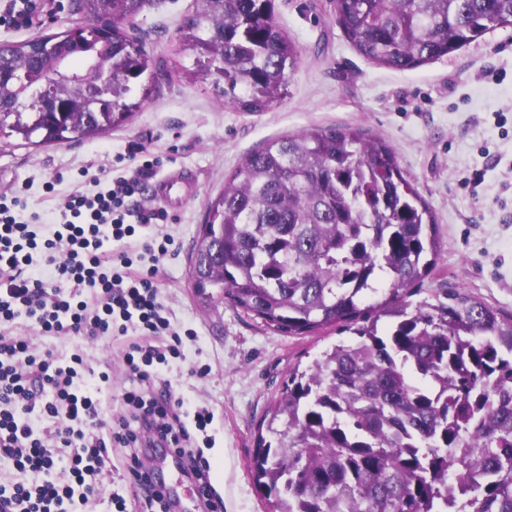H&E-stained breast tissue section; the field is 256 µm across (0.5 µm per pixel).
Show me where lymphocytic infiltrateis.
<instances>
[{
	"instance_id": "1",
	"label": "lymphocytic infiltrate",
	"mask_w": 512,
	"mask_h": 512,
	"mask_svg": "<svg viewBox=\"0 0 512 512\" xmlns=\"http://www.w3.org/2000/svg\"><path fill=\"white\" fill-rule=\"evenodd\" d=\"M146 159L97 192L72 191L57 205L47 234L21 217V196L0 195V461L46 482L0 483V512H64V504L93 502L105 469L119 465L151 504L167 505L141 461L146 447L167 449L195 477V489L213 499L211 464L197 438L214 420L212 410L175 397L158 369L179 358L191 328L173 326L156 280V265L173 240H146L138 252L124 248L162 212L133 208L155 174ZM25 320L35 336L123 339L122 365L130 383L122 409L103 421L112 370H95L82 349L68 354L15 334ZM56 422L34 433L30 414ZM69 467L54 478L61 460Z\"/></svg>"
}]
</instances>
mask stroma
I'll return each instance as SVG.
<instances>
[{"instance_id": "35a3bbf8", "label": "stroma", "mask_w": 512, "mask_h": 512, "mask_svg": "<svg viewBox=\"0 0 512 512\" xmlns=\"http://www.w3.org/2000/svg\"><path fill=\"white\" fill-rule=\"evenodd\" d=\"M194 0H149L129 36L151 58L157 81L151 95L134 85L141 104L133 120L106 136L35 147L19 137L0 143V193L20 191L27 214L44 224L57 218V198L79 189L95 192L83 166L125 174L136 162L129 146L158 159L157 176L188 168L198 183L179 214L150 227L155 238L171 236L158 263L159 292L172 323L194 329L180 358L162 370L176 395L215 415L208 433L213 447L214 490L224 512H270L254 486L248 464L258 429L293 367L307 368L326 348L342 341L336 329L285 336L242 311L196 294L190 258L207 210L224 179L246 154L270 139L303 129L347 126L382 137L401 169L433 210L440 240L438 267L409 298L411 306L436 302L448 289L512 314V26L488 31L477 41L406 71L362 56L336 23L334 0H274L281 28L299 50L287 97L264 112H242L225 102L223 84L198 74L196 50L182 28ZM72 0H49L31 25L0 24V41L18 42L45 29L75 24ZM505 113V127L496 124ZM480 183H472L474 173ZM54 183L47 195L46 183ZM209 367L202 379L194 369ZM126 512L146 507L122 470L103 475L92 512H108L112 492Z\"/></svg>"}]
</instances>
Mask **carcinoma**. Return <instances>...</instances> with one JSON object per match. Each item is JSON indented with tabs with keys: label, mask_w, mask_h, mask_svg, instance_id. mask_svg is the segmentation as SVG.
I'll return each mask as SVG.
<instances>
[{
	"label": "carcinoma",
	"mask_w": 512,
	"mask_h": 512,
	"mask_svg": "<svg viewBox=\"0 0 512 512\" xmlns=\"http://www.w3.org/2000/svg\"><path fill=\"white\" fill-rule=\"evenodd\" d=\"M146 2L73 10L105 24ZM195 4L184 37L224 99L243 112L282 101L299 52L273 0ZM335 13L361 55L397 71L512 26V0H336ZM41 38L45 55L29 39L0 55V135L45 147L132 120V85L145 76L150 93L154 72L124 31ZM24 66L58 83L57 111L17 106L40 91L15 81ZM438 256L432 209L392 147L358 129L274 139L224 181L191 255L196 292L285 335L352 336L289 372L258 433L250 474L272 512H512V317L456 290L408 311Z\"/></svg>",
	"instance_id": "cac0c4a2"
}]
</instances>
